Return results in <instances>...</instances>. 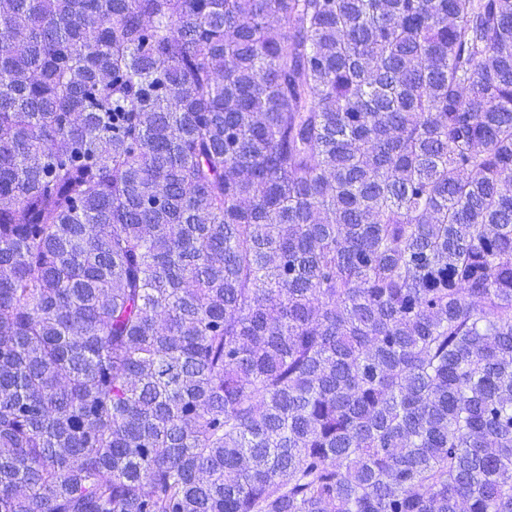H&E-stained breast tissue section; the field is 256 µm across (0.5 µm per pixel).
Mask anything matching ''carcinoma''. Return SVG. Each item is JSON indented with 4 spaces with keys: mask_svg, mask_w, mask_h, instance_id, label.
I'll return each instance as SVG.
<instances>
[{
    "mask_svg": "<svg viewBox=\"0 0 512 512\" xmlns=\"http://www.w3.org/2000/svg\"><path fill=\"white\" fill-rule=\"evenodd\" d=\"M512 512V0H0V512Z\"/></svg>",
    "mask_w": 512,
    "mask_h": 512,
    "instance_id": "obj_1",
    "label": "carcinoma"
}]
</instances>
